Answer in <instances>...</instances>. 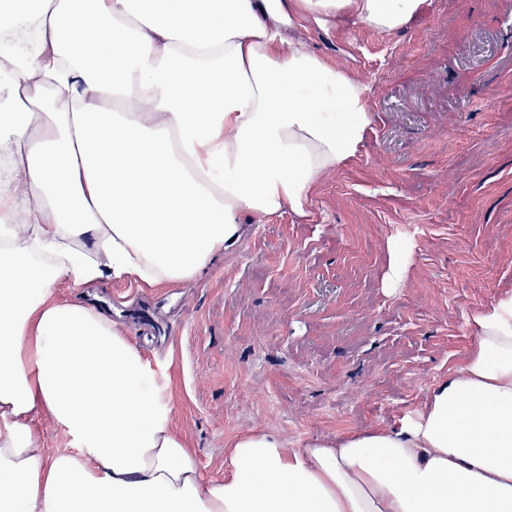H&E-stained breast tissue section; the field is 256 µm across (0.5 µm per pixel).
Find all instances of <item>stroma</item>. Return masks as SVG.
I'll return each mask as SVG.
<instances>
[{
  "label": "stroma",
  "instance_id": "1",
  "mask_svg": "<svg viewBox=\"0 0 512 512\" xmlns=\"http://www.w3.org/2000/svg\"><path fill=\"white\" fill-rule=\"evenodd\" d=\"M290 35L366 86L355 155L302 212L242 216L239 245L194 283L58 287L165 368L207 478L249 430L300 446L400 426L472 347L471 315L512 291V0H424L394 32L331 19Z\"/></svg>",
  "mask_w": 512,
  "mask_h": 512
}]
</instances>
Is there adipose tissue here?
Wrapping results in <instances>:
<instances>
[{"mask_svg": "<svg viewBox=\"0 0 512 512\" xmlns=\"http://www.w3.org/2000/svg\"><path fill=\"white\" fill-rule=\"evenodd\" d=\"M423 0H0V512H512V292L396 429L251 430L204 478L164 371L74 287L195 281L242 215L301 212L370 124L366 89L287 38ZM69 438L46 453L33 423Z\"/></svg>", "mask_w": 512, "mask_h": 512, "instance_id": "obj_1", "label": "adipose tissue"}]
</instances>
